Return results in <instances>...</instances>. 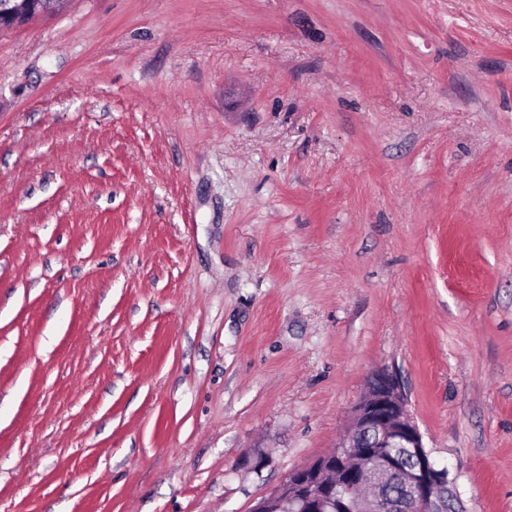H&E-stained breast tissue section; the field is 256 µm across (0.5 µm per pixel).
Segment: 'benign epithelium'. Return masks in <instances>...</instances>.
Segmentation results:
<instances>
[{
  "label": "benign epithelium",
  "mask_w": 512,
  "mask_h": 512,
  "mask_svg": "<svg viewBox=\"0 0 512 512\" xmlns=\"http://www.w3.org/2000/svg\"><path fill=\"white\" fill-rule=\"evenodd\" d=\"M59 0H0V30L13 28L28 17L53 14ZM351 432L332 454L295 469L251 512H268L276 499L301 504L303 512H467L454 480L436 465L407 408L398 378L387 370L373 373L363 398L350 414ZM384 448H404L416 465L406 473L411 496L403 504L381 502L380 476L397 468ZM344 486L348 500L336 497Z\"/></svg>",
  "instance_id": "benign-epithelium-1"
}]
</instances>
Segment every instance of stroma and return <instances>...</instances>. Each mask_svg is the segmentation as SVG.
<instances>
[{"label":"stroma","mask_w":512,"mask_h":512,"mask_svg":"<svg viewBox=\"0 0 512 512\" xmlns=\"http://www.w3.org/2000/svg\"><path fill=\"white\" fill-rule=\"evenodd\" d=\"M382 368L512 512V0L0 31V512H251Z\"/></svg>","instance_id":"stroma-1"}]
</instances>
